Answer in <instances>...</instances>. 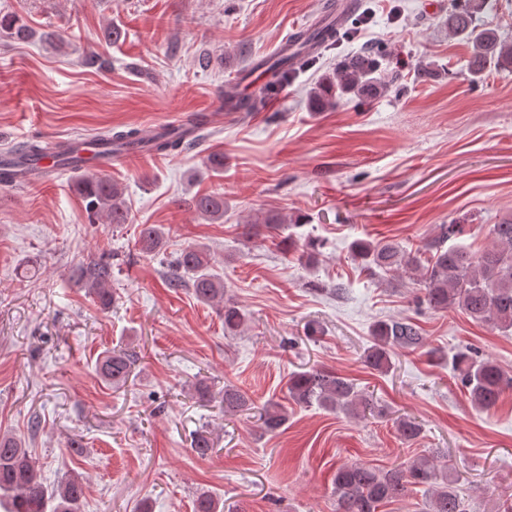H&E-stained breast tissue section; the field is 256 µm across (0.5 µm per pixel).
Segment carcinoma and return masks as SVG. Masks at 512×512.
<instances>
[{
    "instance_id": "1",
    "label": "carcinoma",
    "mask_w": 512,
    "mask_h": 512,
    "mask_svg": "<svg viewBox=\"0 0 512 512\" xmlns=\"http://www.w3.org/2000/svg\"><path fill=\"white\" fill-rule=\"evenodd\" d=\"M485 0H452L448 17L442 20L448 35L472 45L468 62L470 73L481 77L491 69H512V39L502 38L497 31L478 22ZM0 34L26 42L34 36L32 28L20 16H0ZM336 37V28L318 22L294 34L292 43L300 49L292 57L278 56L260 63L270 75L268 89L275 91L291 77L294 60L301 65L316 62L314 50ZM400 79L397 70H389L383 55L365 50L347 56L325 72L308 94L310 108L315 112L334 109L350 96L380 95ZM94 156L136 149L142 146L153 152L169 153L184 146L183 135L167 129L148 144H143L140 131L107 129L99 132L92 142ZM85 143L49 144L32 139L16 150L22 160H35L48 153L70 156L79 162ZM90 219H103L109 224L128 222V209L118 185L102 177H87L80 183ZM198 215L211 221L224 219V193L195 195L190 202ZM468 234L467 225L453 222L439 224L427 244L429 257L410 252L404 246L379 240L355 241L351 245L352 259L373 274L380 269L394 276L406 275L422 284L423 302L435 311L460 310L473 321L489 325L502 332H512V217H504L490 225L491 245L475 252L459 239ZM166 239L165 228L145 224L140 230L138 246L146 257L160 254ZM71 278L86 289L98 305L106 309L114 302L111 288L112 262L107 259L81 263L71 270ZM170 288H187L203 304L224 303V331L234 332L248 320L247 312L224 299V281L213 272L210 250L202 244L184 248L165 271ZM372 345L364 353V363L371 369L386 373L392 368L391 356L397 348H417L422 336L408 319L380 320L371 330ZM135 357L125 350L106 351L98 361L97 372L113 387L123 386L131 376ZM454 378L467 391L470 402L479 409L494 407L501 396L512 391V375L489 357L473 350L458 351L451 357ZM202 400L215 399L224 414L235 415L254 409L253 401L241 388L227 384L213 393L202 381L192 385ZM288 397L298 405L318 407L356 416L369 405V396L355 383L324 368L312 367L293 373L288 380ZM258 420L268 433L278 432L288 421L287 407L269 401L258 411ZM396 430L406 442L421 438L424 426L411 418L396 421ZM191 448L205 458L214 448L211 432L199 431ZM336 495V512H380L388 503L407 496L422 498V512H466L449 471L428 455L399 462L387 470L370 467L358 461H345L332 478ZM85 487L77 476H68L53 485L44 482L25 442L12 434L0 435V508L4 512H81ZM194 512H222L220 501L202 492L194 500Z\"/></svg>"
}]
</instances>
